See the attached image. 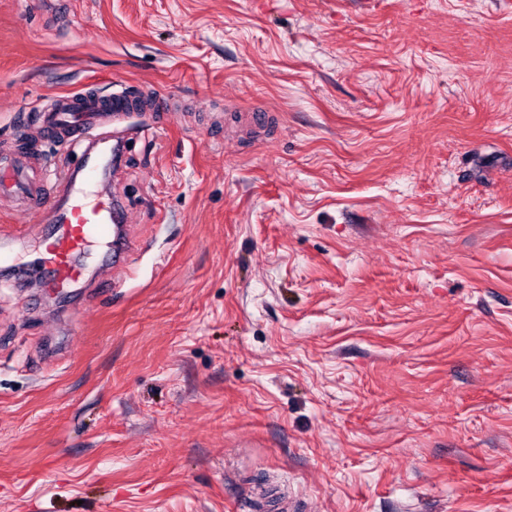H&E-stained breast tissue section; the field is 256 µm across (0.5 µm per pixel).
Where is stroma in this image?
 I'll return each instance as SVG.
<instances>
[{
	"label": "stroma",
	"instance_id": "1",
	"mask_svg": "<svg viewBox=\"0 0 512 512\" xmlns=\"http://www.w3.org/2000/svg\"><path fill=\"white\" fill-rule=\"evenodd\" d=\"M119 88L125 263L0 270V512H512V0H0V157Z\"/></svg>",
	"mask_w": 512,
	"mask_h": 512
}]
</instances>
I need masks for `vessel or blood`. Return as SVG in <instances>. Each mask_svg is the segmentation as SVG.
I'll return each instance as SVG.
<instances>
[{
  "instance_id": "1",
  "label": "vessel or blood",
  "mask_w": 512,
  "mask_h": 512,
  "mask_svg": "<svg viewBox=\"0 0 512 512\" xmlns=\"http://www.w3.org/2000/svg\"><path fill=\"white\" fill-rule=\"evenodd\" d=\"M171 106L170 98L153 94L133 100L115 93L106 105L91 95H58L43 112L39 133L47 141L83 146L80 164L54 167L51 177L36 180L30 176L26 160L14 159L10 173H0L1 198H18L27 209L42 213L47 223L57 227L43 259L48 267L46 288H64L83 279L77 256L92 240L106 239L111 225L125 221L122 199L104 202L90 198L86 190L87 184L112 169L111 162L94 158V149L123 133L127 113L139 111L152 116L168 112Z\"/></svg>"
}]
</instances>
